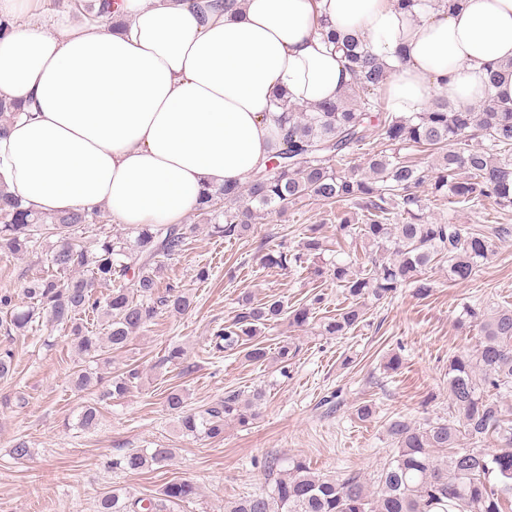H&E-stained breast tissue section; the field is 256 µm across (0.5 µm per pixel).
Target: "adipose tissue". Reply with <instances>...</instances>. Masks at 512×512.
I'll list each match as a JSON object with an SVG mask.
<instances>
[{
    "mask_svg": "<svg viewBox=\"0 0 512 512\" xmlns=\"http://www.w3.org/2000/svg\"><path fill=\"white\" fill-rule=\"evenodd\" d=\"M121 0L119 28L35 0H0V97L23 110L0 138V182L26 208L179 224L201 194L245 183L281 130L275 95L344 98L352 75L328 38L361 36L390 71L389 111L445 97L512 104V0Z\"/></svg>",
    "mask_w": 512,
    "mask_h": 512,
    "instance_id": "ef3b65f1",
    "label": "adipose tissue"
}]
</instances>
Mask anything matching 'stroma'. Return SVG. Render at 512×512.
<instances>
[{"mask_svg":"<svg viewBox=\"0 0 512 512\" xmlns=\"http://www.w3.org/2000/svg\"><path fill=\"white\" fill-rule=\"evenodd\" d=\"M348 206L315 200L289 206L285 215L256 219L246 237H217L195 215L187 223L197 229L187 251L165 260L163 279L192 295L181 314L161 312L126 351L113 354L116 369L140 371L128 393L102 402L99 426L90 432L77 425L87 394L76 392L70 373L77 360L68 331L34 326L26 335H8L0 327V348L12 349L16 372L0 380V512H95L98 497L125 489L137 497L154 495L170 480L186 479L200 491L195 503L180 512H224V503L265 489L262 462L267 455L300 458L313 472L340 478L357 471L372 473L391 453L388 420L405 416L426 422L448 412V358L470 350L479 340L477 328L462 323L467 305L512 304V210L493 202L473 207L424 197L426 220L469 224L491 235L494 254L475 279L449 282L444 268L428 270L432 294L416 297L402 288L390 299L368 301L362 322L348 335H319V319L343 308L344 293L331 274L310 279L306 270L263 267L266 248L295 247L307 225H321L325 259L362 263L359 246L336 252V234ZM44 257L0 254V291L20 293L25 281L46 271ZM207 280H199L200 269ZM323 295L324 303L307 330L287 321L261 336L269 348L288 338L300 347L288 365L275 361L253 364L242 351L219 354L211 338L232 323L243 298H277L296 306ZM181 346L184 365L163 363L169 347ZM403 361L398 371H385L391 355ZM186 391L188 409L199 410L222 400L230 391L247 395L255 387L267 392L265 403L248 427L229 426L220 441L182 434L178 416L163 398L169 388ZM376 407L373 421H359L358 405ZM29 456L14 460L17 439ZM174 449L164 468L126 474L107 464L131 448Z\"/></svg>","mask_w":512,"mask_h":512,"instance_id":"stroma-1","label":"stroma"}]
</instances>
